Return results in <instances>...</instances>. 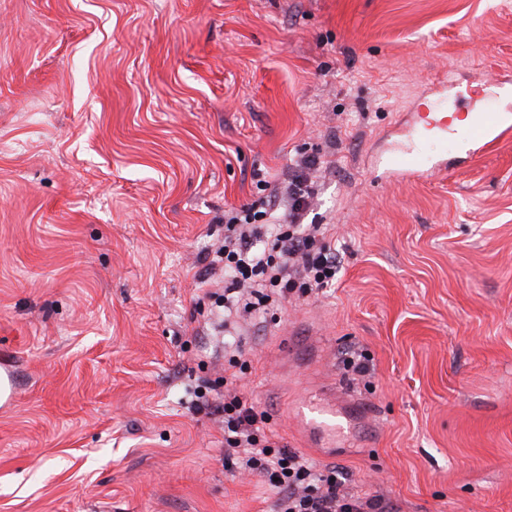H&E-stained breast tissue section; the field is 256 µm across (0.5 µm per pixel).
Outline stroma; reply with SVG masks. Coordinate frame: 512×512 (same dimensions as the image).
Wrapping results in <instances>:
<instances>
[{"instance_id": "obj_1", "label": "stroma", "mask_w": 512, "mask_h": 512, "mask_svg": "<svg viewBox=\"0 0 512 512\" xmlns=\"http://www.w3.org/2000/svg\"><path fill=\"white\" fill-rule=\"evenodd\" d=\"M438 74L450 119L512 113V0H0V512H272L186 403L224 375V211L300 154L342 269L245 324L248 401L292 448L347 401L306 453L398 512H512V134L378 165ZM441 167L442 161L413 150L401 152L387 161L389 173L405 177L434 174Z\"/></svg>"}]
</instances>
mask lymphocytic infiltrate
I'll list each match as a JSON object with an SVG mask.
<instances>
[{
    "mask_svg": "<svg viewBox=\"0 0 512 512\" xmlns=\"http://www.w3.org/2000/svg\"><path fill=\"white\" fill-rule=\"evenodd\" d=\"M322 162L296 160L273 183L264 200L224 212V243L214 262L224 268V329L236 331L241 318L263 313L294 295L335 287L339 258L327 224L304 221ZM192 405L224 418V455L245 474H264L276 494L274 512H390L384 499L347 491L342 467L316 464L267 430L268 416L244 397L225 391L209 397L194 390Z\"/></svg>",
    "mask_w": 512,
    "mask_h": 512,
    "instance_id": "obj_1",
    "label": "lymphocytic infiltrate"
}]
</instances>
